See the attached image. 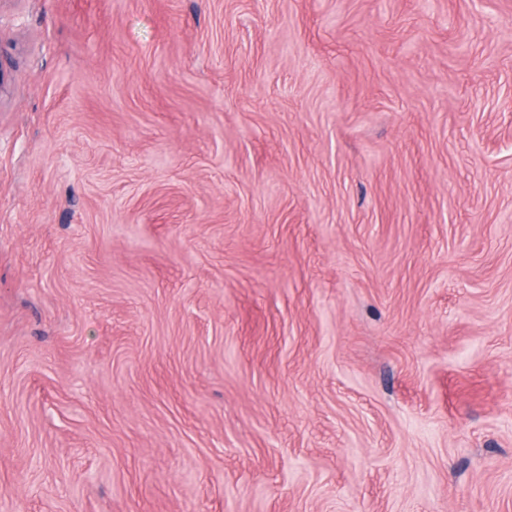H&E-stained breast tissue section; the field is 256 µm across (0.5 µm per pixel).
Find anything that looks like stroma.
I'll list each match as a JSON object with an SVG mask.
<instances>
[{"instance_id":"stroma-1","label":"stroma","mask_w":512,"mask_h":512,"mask_svg":"<svg viewBox=\"0 0 512 512\" xmlns=\"http://www.w3.org/2000/svg\"><path fill=\"white\" fill-rule=\"evenodd\" d=\"M0 512H512V0H0Z\"/></svg>"}]
</instances>
